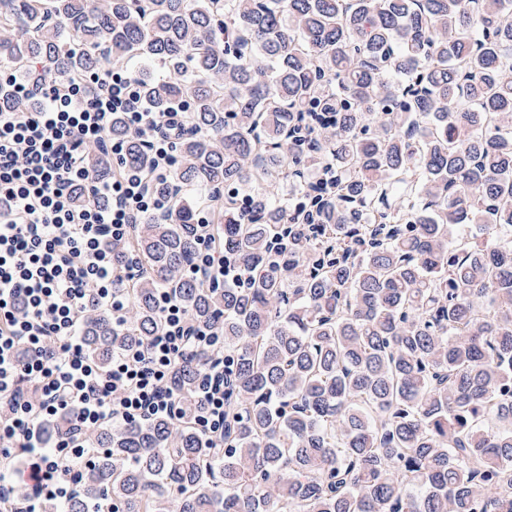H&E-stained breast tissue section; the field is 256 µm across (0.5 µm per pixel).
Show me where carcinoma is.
<instances>
[{
	"label": "carcinoma",
	"mask_w": 512,
	"mask_h": 512,
	"mask_svg": "<svg viewBox=\"0 0 512 512\" xmlns=\"http://www.w3.org/2000/svg\"><path fill=\"white\" fill-rule=\"evenodd\" d=\"M0 60L190 101L124 322L80 334L105 368L174 295L224 337V440L195 423L198 350L180 418L88 433L67 512H512V0H0ZM207 211L242 288L188 273Z\"/></svg>",
	"instance_id": "cac0c4a2"
}]
</instances>
